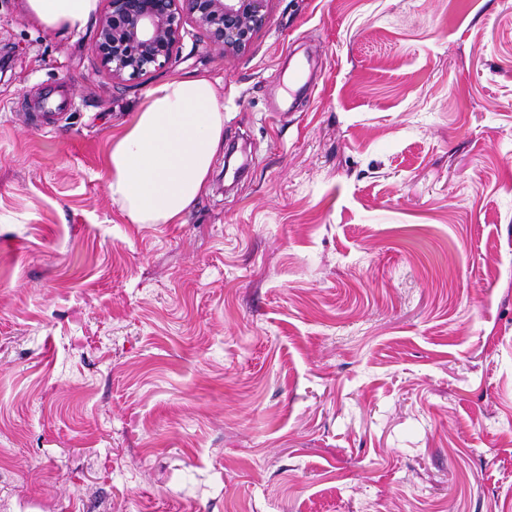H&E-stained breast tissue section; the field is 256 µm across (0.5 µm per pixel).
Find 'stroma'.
<instances>
[{"label": "stroma", "mask_w": 512, "mask_h": 512, "mask_svg": "<svg viewBox=\"0 0 512 512\" xmlns=\"http://www.w3.org/2000/svg\"><path fill=\"white\" fill-rule=\"evenodd\" d=\"M93 36L0 0V512H512V0H271L120 85ZM173 77L245 170L130 224Z\"/></svg>", "instance_id": "obj_1"}]
</instances>
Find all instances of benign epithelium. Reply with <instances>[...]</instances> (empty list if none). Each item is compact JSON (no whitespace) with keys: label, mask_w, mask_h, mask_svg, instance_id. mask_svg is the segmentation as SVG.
Instances as JSON below:
<instances>
[{"label":"benign epithelium","mask_w":512,"mask_h":512,"mask_svg":"<svg viewBox=\"0 0 512 512\" xmlns=\"http://www.w3.org/2000/svg\"><path fill=\"white\" fill-rule=\"evenodd\" d=\"M270 0H106L93 52L114 80L136 79L172 59L184 18L226 54L245 50L266 23Z\"/></svg>","instance_id":"1"}]
</instances>
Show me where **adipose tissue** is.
Wrapping results in <instances>:
<instances>
[{"instance_id": "adipose-tissue-1", "label": "adipose tissue", "mask_w": 512, "mask_h": 512, "mask_svg": "<svg viewBox=\"0 0 512 512\" xmlns=\"http://www.w3.org/2000/svg\"><path fill=\"white\" fill-rule=\"evenodd\" d=\"M43 30L82 31L98 0H25ZM224 144V106L204 78H174L146 91L113 139L106 189L131 224L178 223L203 192Z\"/></svg>"}]
</instances>
